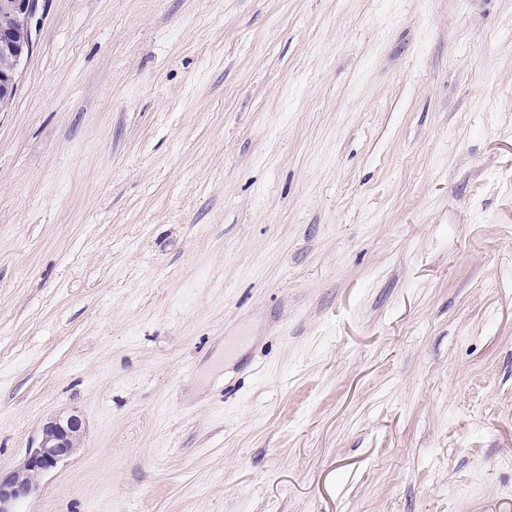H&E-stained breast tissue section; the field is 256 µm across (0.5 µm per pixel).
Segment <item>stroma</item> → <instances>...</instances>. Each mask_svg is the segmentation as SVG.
<instances>
[{"mask_svg":"<svg viewBox=\"0 0 512 512\" xmlns=\"http://www.w3.org/2000/svg\"><path fill=\"white\" fill-rule=\"evenodd\" d=\"M0 111L17 512H512V0H40ZM83 423L77 415L56 418L42 429L41 437L29 452L23 465L12 472H0V512H16L13 506L36 491L33 474L53 470L74 454L75 440L81 436Z\"/></svg>","mask_w":512,"mask_h":512,"instance_id":"35a3bbf8","label":"stroma"}]
</instances>
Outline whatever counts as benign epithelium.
Instances as JSON below:
<instances>
[{"label": "benign epithelium", "mask_w": 512, "mask_h": 512, "mask_svg": "<svg viewBox=\"0 0 512 512\" xmlns=\"http://www.w3.org/2000/svg\"><path fill=\"white\" fill-rule=\"evenodd\" d=\"M39 0H14L9 11L0 14V50L6 54H20L32 50V42L21 47L16 42L13 21L19 15L31 19ZM83 423L76 415L56 418L42 429L36 446L29 449L23 465L6 474H0V512H14L13 506L36 491L31 476L53 470L76 451L75 440L81 436Z\"/></svg>", "instance_id": "benign-epithelium-1"}]
</instances>
